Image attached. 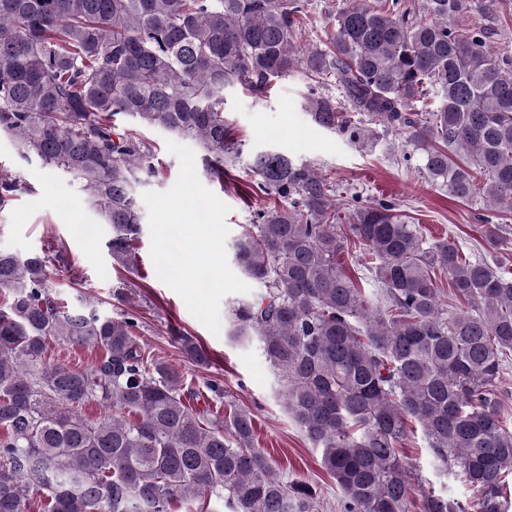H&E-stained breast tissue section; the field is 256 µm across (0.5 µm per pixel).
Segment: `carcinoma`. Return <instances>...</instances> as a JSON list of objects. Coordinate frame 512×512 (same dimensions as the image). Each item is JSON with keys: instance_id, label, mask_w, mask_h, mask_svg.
I'll return each instance as SVG.
<instances>
[{"instance_id": "1", "label": "carcinoma", "mask_w": 512, "mask_h": 512, "mask_svg": "<svg viewBox=\"0 0 512 512\" xmlns=\"http://www.w3.org/2000/svg\"><path fill=\"white\" fill-rule=\"evenodd\" d=\"M308 0H0V133L23 157L72 175L112 225V258L135 264L133 184L156 172L152 145L117 116L197 141L204 172L245 159L266 199L233 244L266 292L229 309L236 342L257 339L288 414L321 452L340 512H409L414 477L400 457L419 424L435 462L473 491V512H509L512 431L499 381L512 359V271L430 240L390 200L336 203L309 164L244 154L224 121V89L262 92L298 67L320 128L363 141L405 130L427 176L467 201L512 209V59L487 29L455 21L472 0H336L325 39L298 42ZM338 80L347 104L320 92ZM486 254L499 226L484 224ZM371 251L343 268L348 241ZM41 256L0 250V512H170L211 498L232 512H314L254 446V419L209 418L182 376L149 359L129 317L69 311L50 297ZM471 311L441 302L437 276ZM373 285L366 290L359 280ZM184 356L201 348L177 337ZM93 348V368L51 366L53 344ZM96 400L108 414L82 413ZM422 512H468L429 491Z\"/></svg>"}]
</instances>
